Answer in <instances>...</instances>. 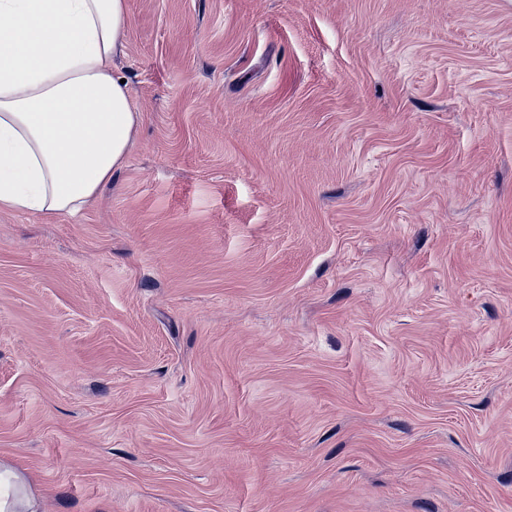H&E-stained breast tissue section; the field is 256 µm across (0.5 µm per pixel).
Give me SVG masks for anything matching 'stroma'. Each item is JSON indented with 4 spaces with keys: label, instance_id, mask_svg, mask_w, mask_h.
Masks as SVG:
<instances>
[{
    "label": "stroma",
    "instance_id": "obj_1",
    "mask_svg": "<svg viewBox=\"0 0 512 512\" xmlns=\"http://www.w3.org/2000/svg\"><path fill=\"white\" fill-rule=\"evenodd\" d=\"M126 5V165L0 210V461L42 512H512V0Z\"/></svg>",
    "mask_w": 512,
    "mask_h": 512
}]
</instances>
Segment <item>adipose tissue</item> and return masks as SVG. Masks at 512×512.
Returning a JSON list of instances; mask_svg holds the SVG:
<instances>
[{
  "label": "adipose tissue",
  "instance_id": "1",
  "mask_svg": "<svg viewBox=\"0 0 512 512\" xmlns=\"http://www.w3.org/2000/svg\"><path fill=\"white\" fill-rule=\"evenodd\" d=\"M126 0H0V209L75 215L128 159L139 114L112 74ZM0 512H40L0 462Z\"/></svg>",
  "mask_w": 512,
  "mask_h": 512
}]
</instances>
